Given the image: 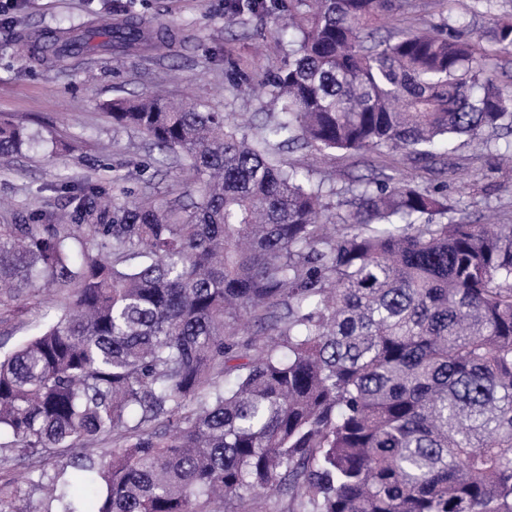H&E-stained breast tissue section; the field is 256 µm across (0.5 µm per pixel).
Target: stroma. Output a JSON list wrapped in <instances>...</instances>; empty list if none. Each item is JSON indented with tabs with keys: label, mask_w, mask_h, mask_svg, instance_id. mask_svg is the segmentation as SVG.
I'll use <instances>...</instances> for the list:
<instances>
[{
	"label": "stroma",
	"mask_w": 512,
	"mask_h": 512,
	"mask_svg": "<svg viewBox=\"0 0 512 512\" xmlns=\"http://www.w3.org/2000/svg\"><path fill=\"white\" fill-rule=\"evenodd\" d=\"M145 22L168 23L163 48L143 52L88 53L67 65L39 66L16 51L23 34L79 26L109 14L113 0H15L0 16V119L37 134L38 146L0 156V224H21L35 213L69 210L67 186L104 181L112 193L129 190L158 199L182 198L191 180L175 157L160 160L138 132L114 126L102 109L112 98L163 93L184 95L223 112L228 122H246L248 134L276 106L267 90H252L238 74L272 75L288 58V42L274 32L271 16L257 12L229 18L228 0H122ZM408 10L386 19L382 30L439 26L465 17L482 38L503 83L512 84V60L499 56L486 33L491 18L512 15V0H410ZM289 163L309 169L314 181L335 187L333 213L345 212L358 181L394 166L408 177L441 188L450 204L465 206L468 220L496 216L512 224V168L493 150L460 138L448 173L433 174L402 153L285 151ZM54 293H22L0 308V344L13 349L49 318ZM24 469L10 450L0 451V480L16 481L15 512H34L42 493L27 485Z\"/></svg>",
	"instance_id": "1"
}]
</instances>
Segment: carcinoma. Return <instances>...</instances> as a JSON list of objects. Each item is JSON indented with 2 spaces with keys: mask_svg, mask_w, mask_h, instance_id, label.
<instances>
[{
  "mask_svg": "<svg viewBox=\"0 0 512 512\" xmlns=\"http://www.w3.org/2000/svg\"><path fill=\"white\" fill-rule=\"evenodd\" d=\"M291 2L263 135L190 98L104 104L187 161L191 205L88 183L59 218L0 224V305L63 301L0 353V437L23 460L83 446L30 470L39 512H245L276 492L297 512H512V224L450 218L394 168L338 218L333 189L278 157L512 150V88L463 22L377 38L403 0ZM161 30L93 20L27 51L61 64ZM490 36L511 51L512 18ZM29 140L0 122V155ZM247 314L259 334L241 341ZM108 434L110 453L86 447Z\"/></svg>",
  "mask_w": 512,
  "mask_h": 512,
  "instance_id": "cac0c4a2",
  "label": "carcinoma"
}]
</instances>
